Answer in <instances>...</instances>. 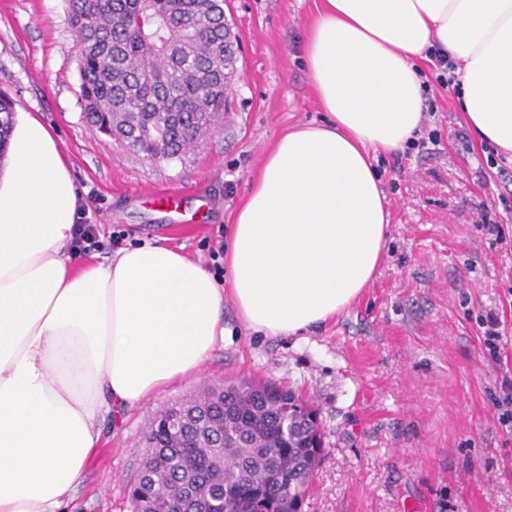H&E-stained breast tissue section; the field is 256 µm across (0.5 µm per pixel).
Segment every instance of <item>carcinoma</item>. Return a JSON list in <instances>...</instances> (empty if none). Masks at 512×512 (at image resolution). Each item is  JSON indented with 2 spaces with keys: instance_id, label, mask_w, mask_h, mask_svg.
<instances>
[{
  "instance_id": "obj_1",
  "label": "carcinoma",
  "mask_w": 512,
  "mask_h": 512,
  "mask_svg": "<svg viewBox=\"0 0 512 512\" xmlns=\"http://www.w3.org/2000/svg\"><path fill=\"white\" fill-rule=\"evenodd\" d=\"M79 45L84 117L152 162L179 160L224 112L236 72L224 53V0H66ZM13 102L0 92V158ZM146 442L131 512L164 494L174 512H301L324 452L319 413L275 381L243 378L175 401Z\"/></svg>"
}]
</instances>
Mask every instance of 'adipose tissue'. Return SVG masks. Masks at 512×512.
<instances>
[{
  "mask_svg": "<svg viewBox=\"0 0 512 512\" xmlns=\"http://www.w3.org/2000/svg\"><path fill=\"white\" fill-rule=\"evenodd\" d=\"M302 53L326 114L275 142L237 210L217 279L180 249H71L82 198L56 137L17 113L0 172V512H64L103 423L197 372L245 327L294 336L371 283L389 209L373 162L423 119L418 63L456 64L479 142L512 155V0H315Z\"/></svg>",
  "mask_w": 512,
  "mask_h": 512,
  "instance_id": "obj_1",
  "label": "adipose tissue"
}]
</instances>
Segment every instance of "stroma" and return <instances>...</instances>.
Segmentation results:
<instances>
[{
  "label": "stroma",
  "mask_w": 512,
  "mask_h": 512,
  "mask_svg": "<svg viewBox=\"0 0 512 512\" xmlns=\"http://www.w3.org/2000/svg\"><path fill=\"white\" fill-rule=\"evenodd\" d=\"M241 51L224 112L182 160L153 163L92 130L65 0H0V91L56 135L101 240L182 247L212 266L267 152L288 128L326 117L299 44L314 0H224ZM434 141L379 155L390 228L375 278L324 326L296 337L228 332L198 374L104 424L67 512H129L143 436L157 414L207 383L270 379L310 397L325 453L302 512H512V430L493 405L512 373V160L477 144L457 90L420 64ZM177 192L178 210L155 202ZM502 225L493 243L484 224ZM495 311L500 361L477 318Z\"/></svg>",
  "instance_id": "stroma-1"
}]
</instances>
